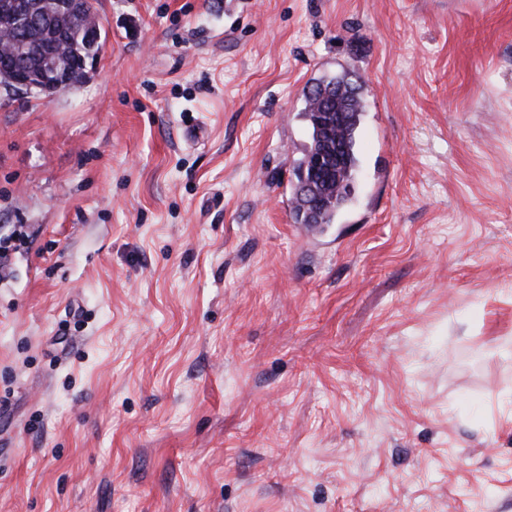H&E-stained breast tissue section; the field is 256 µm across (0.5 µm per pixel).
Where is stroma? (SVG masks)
Returning a JSON list of instances; mask_svg holds the SVG:
<instances>
[{
  "mask_svg": "<svg viewBox=\"0 0 512 512\" xmlns=\"http://www.w3.org/2000/svg\"><path fill=\"white\" fill-rule=\"evenodd\" d=\"M97 10L81 84L0 89V512H512V0ZM353 76H356L353 72L344 71L328 80H318L305 93L304 117L311 130V144L298 165L299 171L306 167V170L303 169L298 173L299 180L296 187L299 194L307 193L311 179L316 173L320 170L330 169L333 162L339 159L340 149L337 148L334 152L328 144V146L317 151L310 171V153L316 142L314 112H318L316 123L318 127L322 128H330L331 112L345 113L343 122L329 130L330 138L339 140L345 146L346 157L343 168L339 172L338 181L334 180L331 185L320 192L323 204L319 215V224L333 223L336 214L347 204L350 198L348 188L351 186L358 166L355 151L356 132L360 123V116L364 111L365 87L361 81L356 84L357 81L353 80ZM309 172L310 177L308 178L307 173Z\"/></svg>",
  "mask_w": 512,
  "mask_h": 512,
  "instance_id": "35a3bbf8",
  "label": "stroma"
}]
</instances>
